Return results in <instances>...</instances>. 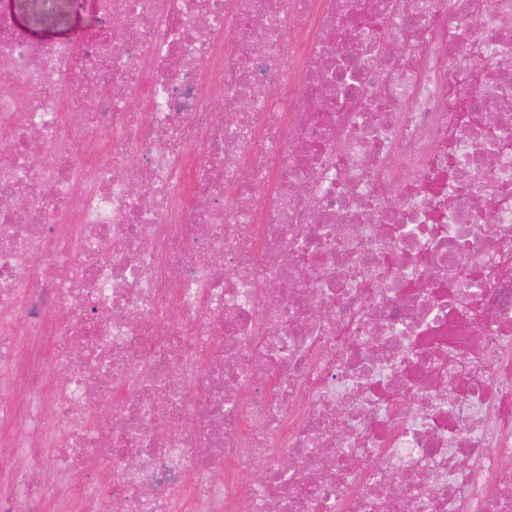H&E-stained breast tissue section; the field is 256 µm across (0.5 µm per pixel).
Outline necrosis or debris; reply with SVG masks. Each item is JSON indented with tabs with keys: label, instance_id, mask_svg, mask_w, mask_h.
<instances>
[{
	"label": "necrosis or debris",
	"instance_id": "necrosis-or-debris-1",
	"mask_svg": "<svg viewBox=\"0 0 512 512\" xmlns=\"http://www.w3.org/2000/svg\"><path fill=\"white\" fill-rule=\"evenodd\" d=\"M92 7L0 14V512H512V0ZM11 1H13V9L18 22L45 40H75L82 36L91 24V20L89 18L91 6L89 4L86 5L84 9L72 12L63 22H52L50 18H37L40 17V15L46 14L56 13L54 16L62 15L65 4L69 2L68 0L61 1V3L59 1H54L55 7L50 11L38 10L36 0H22L29 14L35 17V19L32 20L19 9L18 1L21 0Z\"/></svg>",
	"mask_w": 512,
	"mask_h": 512
}]
</instances>
